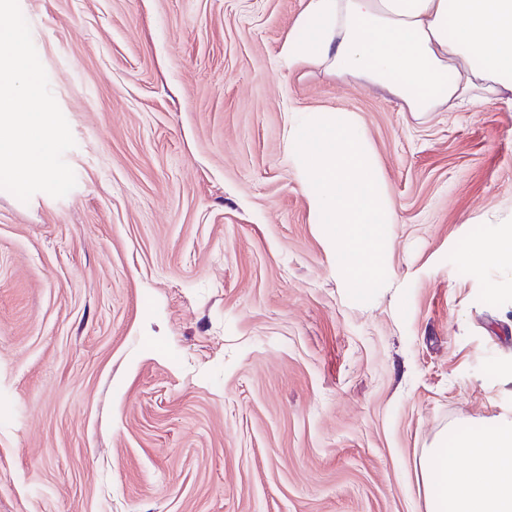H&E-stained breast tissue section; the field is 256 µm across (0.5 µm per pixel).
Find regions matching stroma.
<instances>
[{
  "label": "stroma",
  "mask_w": 512,
  "mask_h": 512,
  "mask_svg": "<svg viewBox=\"0 0 512 512\" xmlns=\"http://www.w3.org/2000/svg\"><path fill=\"white\" fill-rule=\"evenodd\" d=\"M77 185L0 190V512H425L448 427L512 419V107L288 70L305 0H19ZM353 111L397 215L353 301L287 154ZM501 277L490 298L485 281ZM491 257L496 264L512 271V225L502 224L494 232L474 231L462 249V260L470 266H480Z\"/></svg>",
  "instance_id": "obj_1"
}]
</instances>
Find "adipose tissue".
<instances>
[{
    "mask_svg": "<svg viewBox=\"0 0 512 512\" xmlns=\"http://www.w3.org/2000/svg\"><path fill=\"white\" fill-rule=\"evenodd\" d=\"M280 55L376 85L407 111H452L495 99L512 106V0H306ZM512 271V225L474 231L462 260ZM426 512H512V421L461 424L425 449Z\"/></svg>",
    "mask_w": 512,
    "mask_h": 512,
    "instance_id": "adipose-tissue-1",
    "label": "adipose tissue"
}]
</instances>
